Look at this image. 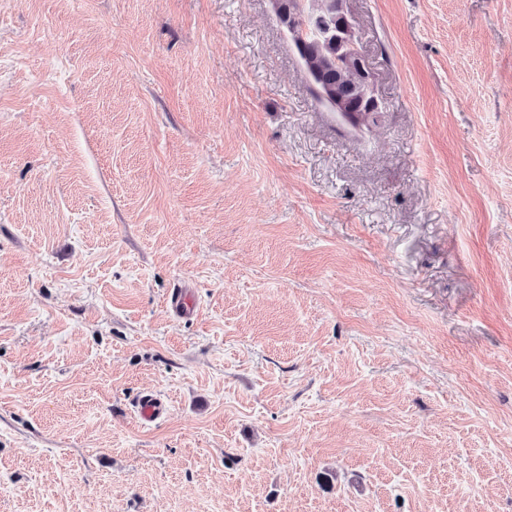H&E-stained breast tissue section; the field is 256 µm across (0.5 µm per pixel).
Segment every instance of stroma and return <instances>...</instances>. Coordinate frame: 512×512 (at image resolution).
<instances>
[{
  "mask_svg": "<svg viewBox=\"0 0 512 512\" xmlns=\"http://www.w3.org/2000/svg\"><path fill=\"white\" fill-rule=\"evenodd\" d=\"M344 7L0 0V512H512V0ZM303 1L308 0H277L278 12L280 16L283 17V21L287 23L289 36L291 37L294 44L302 49L307 44V41L303 34L299 31V27L296 24V18L294 14L291 12V10H288V2L301 3ZM302 9L303 11H306L305 2L302 3ZM321 38V30L315 29V32H310L307 54L299 57L301 65L309 79L310 90L313 97L326 109H328V104L324 99H327L333 106H338L337 93L335 101L332 89L330 87L324 88L325 82L332 83L336 86V81H338L341 93L347 100L346 103L358 105L367 97V90L362 84L353 80L349 75V46L342 48L337 56V62L329 66L328 59L332 53L336 55V47H327L323 41L321 42ZM323 88L322 95L324 99L320 95V91Z\"/></svg>",
  "mask_w": 512,
  "mask_h": 512,
  "instance_id": "35a3bbf8",
  "label": "stroma"
}]
</instances>
